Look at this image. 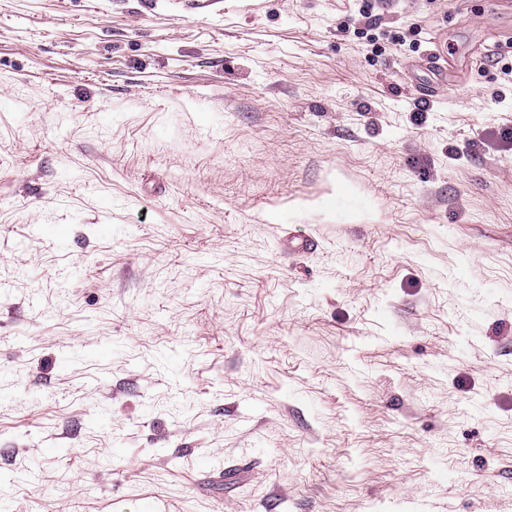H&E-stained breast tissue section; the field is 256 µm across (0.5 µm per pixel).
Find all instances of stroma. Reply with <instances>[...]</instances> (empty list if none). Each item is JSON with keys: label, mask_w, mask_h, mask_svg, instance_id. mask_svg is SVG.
Here are the masks:
<instances>
[{"label": "stroma", "mask_w": 512, "mask_h": 512, "mask_svg": "<svg viewBox=\"0 0 512 512\" xmlns=\"http://www.w3.org/2000/svg\"><path fill=\"white\" fill-rule=\"evenodd\" d=\"M372 4L0 0V512H512V0Z\"/></svg>", "instance_id": "stroma-1"}]
</instances>
